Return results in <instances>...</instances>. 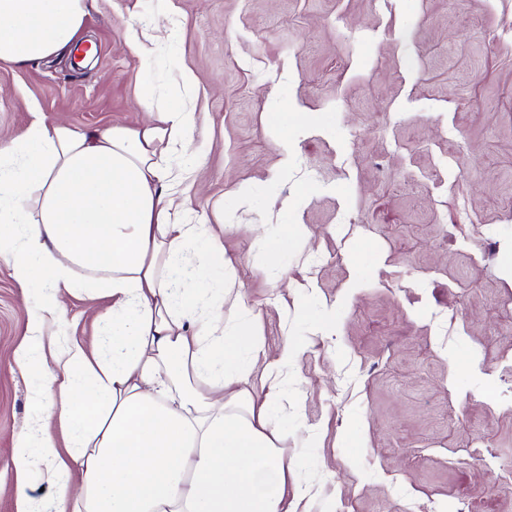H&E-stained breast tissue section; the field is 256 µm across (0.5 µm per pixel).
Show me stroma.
Segmentation results:
<instances>
[{
  "mask_svg": "<svg viewBox=\"0 0 512 512\" xmlns=\"http://www.w3.org/2000/svg\"><path fill=\"white\" fill-rule=\"evenodd\" d=\"M79 39L84 67L0 63V139L186 100L179 218L226 225L236 321L299 344V512H512V0H96ZM290 223L312 236L277 255ZM39 301L0 267V512ZM106 304L67 297L64 337L98 348Z\"/></svg>",
  "mask_w": 512,
  "mask_h": 512,
  "instance_id": "obj_1",
  "label": "stroma"
}]
</instances>
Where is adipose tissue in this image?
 <instances>
[{
    "instance_id": "adipose-tissue-1",
    "label": "adipose tissue",
    "mask_w": 512,
    "mask_h": 512,
    "mask_svg": "<svg viewBox=\"0 0 512 512\" xmlns=\"http://www.w3.org/2000/svg\"><path fill=\"white\" fill-rule=\"evenodd\" d=\"M94 0H0V62L17 66L71 51ZM193 114L182 102L137 127L102 130L47 121L0 141V265L28 292L44 273L27 338L13 350L34 386V417L15 438L16 512H291L284 434L275 418L279 371L298 346L267 354L248 328L224 322L233 281H177L193 252L226 271L224 225L181 224L168 195L175 144ZM94 286L105 339L89 353L60 340L65 298ZM264 363L267 398L239 384ZM57 417L67 439L48 427ZM53 489L35 496L36 485Z\"/></svg>"
}]
</instances>
